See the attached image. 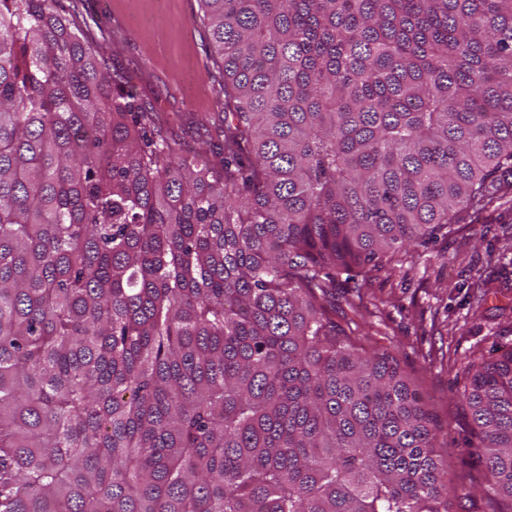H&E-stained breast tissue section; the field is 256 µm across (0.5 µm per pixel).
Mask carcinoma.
I'll return each mask as SVG.
<instances>
[{"mask_svg":"<svg viewBox=\"0 0 512 512\" xmlns=\"http://www.w3.org/2000/svg\"><path fill=\"white\" fill-rule=\"evenodd\" d=\"M56 0H0V512H451L336 278L512 187V0H199L194 149ZM512 501V343L471 365Z\"/></svg>","mask_w":512,"mask_h":512,"instance_id":"cac0c4a2","label":"carcinoma"}]
</instances>
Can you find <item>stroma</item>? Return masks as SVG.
Segmentation results:
<instances>
[{
	"label": "stroma",
	"mask_w": 512,
	"mask_h": 512,
	"mask_svg": "<svg viewBox=\"0 0 512 512\" xmlns=\"http://www.w3.org/2000/svg\"><path fill=\"white\" fill-rule=\"evenodd\" d=\"M94 37L99 59L122 72L144 110L163 113L190 143L216 139L224 123V74L199 0H58ZM207 114L206 128L193 124ZM356 308L355 335L397 355L444 432L448 470L467 494L456 512H499L471 446L458 396L468 362L512 340V192L407 248L381 269L340 279L336 309Z\"/></svg>",
	"instance_id": "35a3bbf8"
}]
</instances>
